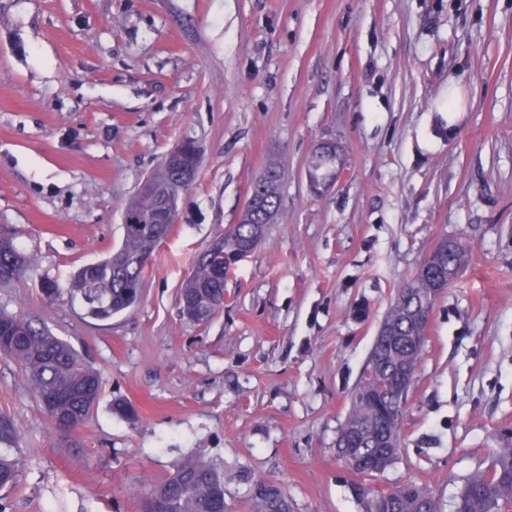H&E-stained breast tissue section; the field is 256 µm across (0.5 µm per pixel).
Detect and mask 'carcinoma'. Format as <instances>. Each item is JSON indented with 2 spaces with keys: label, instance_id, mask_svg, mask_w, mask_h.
<instances>
[{
  "label": "carcinoma",
  "instance_id": "1",
  "mask_svg": "<svg viewBox=\"0 0 512 512\" xmlns=\"http://www.w3.org/2000/svg\"><path fill=\"white\" fill-rule=\"evenodd\" d=\"M181 165L168 180L157 184L148 196L136 198L142 223L124 224L119 256L107 255L96 262L80 266L71 276L68 291L72 299L82 303L85 315L108 321L135 305L141 297L143 274L156 246L165 239L172 225L156 224L149 216L164 208L170 199L171 187L182 183L189 188L195 178V142L185 141ZM311 179L325 181L334 176L331 166L315 156L311 161ZM282 173L268 164L253 181L260 208L241 214L221 236L214 238L197 256L181 288L180 296L194 300L208 317L224 308V271L234 258L254 250L267 225L274 223L280 210ZM465 248L457 240L443 239L424 260L422 267L399 288L384 320L389 335L396 341L373 345L367 365L350 395V409L343 428L360 440L357 456L365 466L346 458L345 449H337L339 458L350 472L360 478L358 495L365 500L368 512H441L439 500L428 490L410 482L408 487L380 489L366 482L379 473L374 465L388 446L392 457L401 447V422L387 428L378 426L379 414H404L406 403L396 402V392L388 378L398 366H407L416 374L423 349L410 345L411 337L420 336L424 327L410 322L415 297L432 285L431 263L461 266ZM31 267V260L21 252L10 231L0 227V285H6ZM0 356L20 368L23 382L36 396L54 429L69 435L79 429L98 403L103 381L99 372L89 366L65 341L53 335L40 314H14L0 310ZM19 429L13 418L0 413V446L13 448ZM20 461L0 454V489L14 488L20 482ZM241 480L248 488L242 503L246 512H292V504L281 484L255 478L243 471ZM457 503V512H512V437L503 440L492 466L476 474L468 482ZM151 494L158 497L167 512H233V504L224 501V471L199 458L180 462L164 481L153 486Z\"/></svg>",
  "mask_w": 512,
  "mask_h": 512
}]
</instances>
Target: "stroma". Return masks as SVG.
I'll use <instances>...</instances> for the list:
<instances>
[{
    "label": "stroma",
    "instance_id": "35a3bbf8",
    "mask_svg": "<svg viewBox=\"0 0 512 512\" xmlns=\"http://www.w3.org/2000/svg\"><path fill=\"white\" fill-rule=\"evenodd\" d=\"M455 84L452 125L438 105ZM187 138L201 162L138 304L106 323L46 306L41 279L118 247L125 206ZM326 143L336 178L317 188ZM271 159L276 222L225 275L223 311L193 322L192 262ZM0 224L33 262L0 309L44 314L103 380L62 437L0 357L22 437L5 512H140L188 457L223 465L229 499L245 466L293 512H366L336 437L397 288L445 236L467 263L434 305L398 457L370 482L455 512L512 434V0H0ZM465 111V95L461 88L455 86L443 101L439 112H448V122L449 124H453L460 117V113Z\"/></svg>",
    "mask_w": 512,
    "mask_h": 512
}]
</instances>
